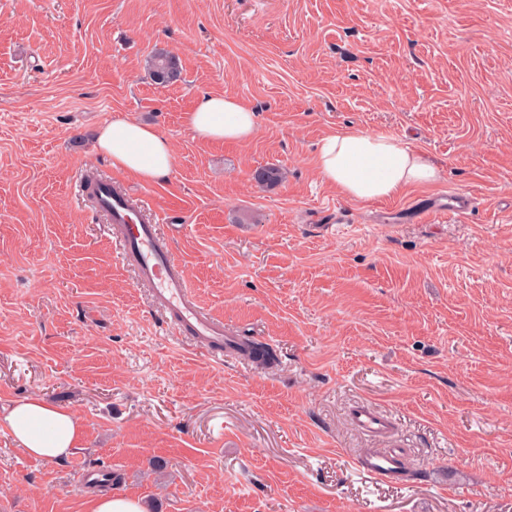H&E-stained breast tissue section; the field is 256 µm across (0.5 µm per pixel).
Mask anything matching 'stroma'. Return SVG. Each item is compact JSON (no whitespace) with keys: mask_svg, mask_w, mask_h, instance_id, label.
<instances>
[{"mask_svg":"<svg viewBox=\"0 0 512 512\" xmlns=\"http://www.w3.org/2000/svg\"><path fill=\"white\" fill-rule=\"evenodd\" d=\"M158 50L180 81H153ZM227 92L255 136L195 138L185 113ZM117 113L171 141L168 180L94 152ZM344 129L439 181L345 198L313 167ZM90 175L148 201L195 300L271 366L172 333ZM452 191L467 217L440 214ZM30 396L82 440L47 461L0 432V512H87L102 470L151 512H512V0H0V407ZM389 450L403 478L359 471ZM351 419L357 428L371 435L384 436L392 428L391 420L383 412L365 405L354 407Z\"/></svg>","mask_w":512,"mask_h":512,"instance_id":"1","label":"stroma"}]
</instances>
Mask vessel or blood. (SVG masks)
Wrapping results in <instances>:
<instances>
[{
	"label": "vessel or blood",
	"mask_w": 512,
	"mask_h": 512,
	"mask_svg": "<svg viewBox=\"0 0 512 512\" xmlns=\"http://www.w3.org/2000/svg\"><path fill=\"white\" fill-rule=\"evenodd\" d=\"M88 190L98 208L121 230L123 258L132 266L139 281L150 288L158 305L169 315L171 328L191 334L204 344H224L228 338L224 323L203 311L196 303L183 271V263L153 224L144 222L149 206L144 198L114 192L109 181L90 184ZM361 431L384 436L390 433L391 420L375 408L359 405L351 412ZM360 464L372 476L394 478L401 466L398 454L378 452L362 457Z\"/></svg>",
	"instance_id": "vessel-or-blood-1"
}]
</instances>
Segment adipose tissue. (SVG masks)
<instances>
[{
	"instance_id": "obj_1",
	"label": "adipose tissue",
	"mask_w": 512,
	"mask_h": 512,
	"mask_svg": "<svg viewBox=\"0 0 512 512\" xmlns=\"http://www.w3.org/2000/svg\"><path fill=\"white\" fill-rule=\"evenodd\" d=\"M186 125L205 142H249L257 131L255 112L232 95L201 96L185 115ZM114 172L154 183L170 176L174 151L153 127L119 114L101 128L95 144ZM320 180L353 200L380 201L404 190L430 186L439 167L401 138L345 130L326 134L315 155ZM0 431L7 432L33 458L62 460L73 454L81 436L78 418L38 396L0 411Z\"/></svg>"
}]
</instances>
